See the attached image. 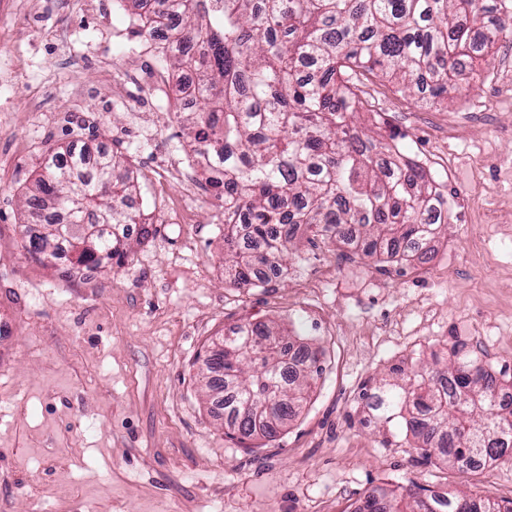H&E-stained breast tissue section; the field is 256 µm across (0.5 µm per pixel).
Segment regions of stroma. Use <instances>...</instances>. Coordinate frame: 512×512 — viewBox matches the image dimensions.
I'll use <instances>...</instances> for the list:
<instances>
[{
    "instance_id": "35a3bbf8",
    "label": "stroma",
    "mask_w": 512,
    "mask_h": 512,
    "mask_svg": "<svg viewBox=\"0 0 512 512\" xmlns=\"http://www.w3.org/2000/svg\"><path fill=\"white\" fill-rule=\"evenodd\" d=\"M140 0H0V512H353L373 490L512 498V466L424 463L404 431L370 422L363 392L461 341L512 369V42L474 59L434 104L365 74L360 114L452 195L426 262L397 267L305 233L262 288L224 283V202L169 179L193 155L175 74L132 34ZM127 158L151 231L123 267L63 279L21 248L23 194L72 140ZM277 322L319 351L310 401L276 437L225 436L201 395L208 346Z\"/></svg>"
}]
</instances>
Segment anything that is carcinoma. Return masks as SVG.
Masks as SVG:
<instances>
[{
  "mask_svg": "<svg viewBox=\"0 0 512 512\" xmlns=\"http://www.w3.org/2000/svg\"><path fill=\"white\" fill-rule=\"evenodd\" d=\"M189 51L170 66L195 71L197 100L186 113L194 163L224 197V282L263 288L288 271L290 245L305 227L348 245L352 227L370 238L364 254L399 263L422 259L448 208L439 180L404 169L394 142L355 123L365 111L357 71L381 74L415 94L448 98L475 55L512 40V0H171ZM162 16L136 34L168 37ZM67 158V164L59 158ZM69 143L45 162L25 193L30 215H66L38 232L26 227L23 249L43 266L62 250L77 266L110 271L132 251L107 225L140 224L125 208L135 189L126 160L107 152L94 165ZM288 334L277 325L237 324L224 351L207 360L208 396L224 407L228 435L274 437L310 398L322 368L313 352L285 374ZM451 362L387 383L372 400L376 416L405 421L408 446L461 472L479 460L512 462V413L494 410L495 388H512L454 342ZM424 414L427 422L417 416ZM367 512H512V504L459 492L421 495L383 489Z\"/></svg>",
  "mask_w": 512,
  "mask_h": 512,
  "instance_id": "obj_1",
  "label": "carcinoma"
}]
</instances>
